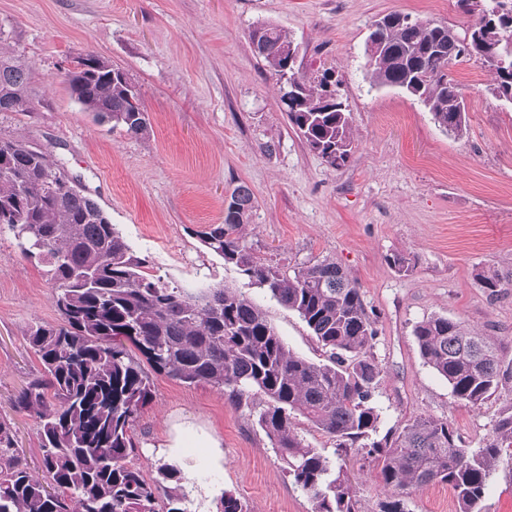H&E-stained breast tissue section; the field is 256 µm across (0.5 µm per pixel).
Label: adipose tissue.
<instances>
[{"label":"adipose tissue","instance_id":"ef3b65f1","mask_svg":"<svg viewBox=\"0 0 512 512\" xmlns=\"http://www.w3.org/2000/svg\"><path fill=\"white\" fill-rule=\"evenodd\" d=\"M163 446L165 461L178 464L187 480L192 477L193 466L185 455L186 449H208L210 463L214 467H221L224 462L222 437L215 431L185 420L170 421Z\"/></svg>","mask_w":512,"mask_h":512}]
</instances>
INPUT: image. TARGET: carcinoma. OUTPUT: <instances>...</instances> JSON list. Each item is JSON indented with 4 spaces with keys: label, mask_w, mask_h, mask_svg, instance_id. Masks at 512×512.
I'll use <instances>...</instances> for the list:
<instances>
[{
    "label": "carcinoma",
    "mask_w": 512,
    "mask_h": 512,
    "mask_svg": "<svg viewBox=\"0 0 512 512\" xmlns=\"http://www.w3.org/2000/svg\"><path fill=\"white\" fill-rule=\"evenodd\" d=\"M474 20L460 38L447 24L408 25L401 14L365 47L373 86L397 87L420 99L435 124L461 136L464 96L448 78L462 58L491 67L494 88L512 100V16H496L498 0H472ZM254 53L278 76L288 121L307 148L331 167L345 166L353 140L347 106L325 71L314 79L286 69L293 40L276 26L253 30ZM66 73L72 96L100 123L131 136L149 133L139 89L94 53ZM29 74L0 54V112H29ZM62 166L26 142L0 138V229L36 259L55 288L56 323L36 322L28 344L40 368L12 401L38 425L39 469L18 449L13 419L0 416V512H191L178 467L161 463L149 481L130 464L134 425L152 395L149 370L187 385L221 389L256 423L310 497L312 512H363L347 474L350 458L373 466L390 496L379 512H410L409 495L448 485L459 512H482L488 478L512 458V407L495 421L481 448L467 447L448 420L424 415L377 437L373 401L381 372L373 354L376 321L358 283L325 258L293 274L258 260L239 233L256 199L240 185L225 202L224 222L194 232L201 244L296 312L325 350L312 361L292 353L264 313L224 287L190 291L147 272L99 204L64 184ZM497 299L512 290V271L477 273ZM424 362L454 397L480 406L512 382L493 340L445 316L413 327ZM328 436L333 455L306 443L295 420ZM218 512H249L231 492Z\"/></svg>",
    "instance_id": "cac0c4a2"
}]
</instances>
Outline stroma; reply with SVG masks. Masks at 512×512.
I'll return each instance as SVG.
<instances>
[{"label":"stroma","mask_w":512,"mask_h":512,"mask_svg":"<svg viewBox=\"0 0 512 512\" xmlns=\"http://www.w3.org/2000/svg\"><path fill=\"white\" fill-rule=\"evenodd\" d=\"M398 12L454 31L468 18L457 0H0V51L30 70L32 109L0 112V138L28 142L60 162L107 213L152 274L182 288L242 292L293 353L324 357L292 310L205 250L197 230L224 220L240 185L257 207L242 240L259 258L290 270L330 258L361 288L377 320L381 367L375 402L381 430L420 415L444 418L466 446L484 445L512 390L475 407L453 397L426 365L412 330L443 315L492 336L512 360V293L490 300L476 274L512 269V104L490 92V67L461 61L468 127L443 132L430 112L392 88L371 86L365 42L371 23ZM272 24L299 47L307 77L332 70L348 105L354 150L328 166L288 122L277 79L250 43ZM95 52L141 90L151 124L134 137L84 112L64 74ZM411 262L398 271L392 256ZM41 266L0 231V413L37 360L25 341L35 321L59 316ZM152 398L134 428L133 463L154 478V445L174 415L212 426L224 467L198 462L195 484L246 500L250 512H312L248 409L218 388L152 373ZM482 512H512V459L487 481Z\"/></svg>","instance_id":"stroma-1"}]
</instances>
